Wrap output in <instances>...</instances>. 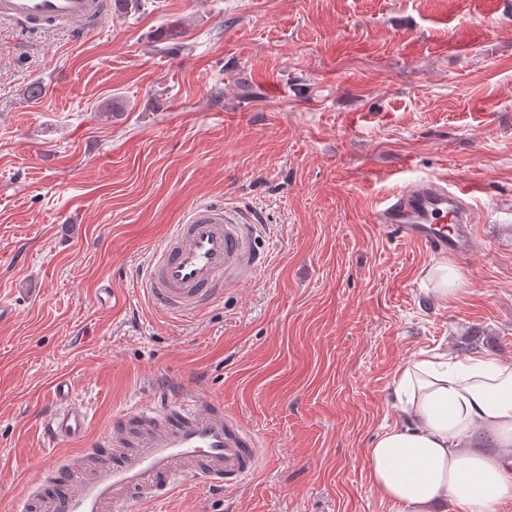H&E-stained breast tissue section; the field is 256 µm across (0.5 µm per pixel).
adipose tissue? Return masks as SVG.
Wrapping results in <instances>:
<instances>
[{"instance_id": "ef3b65f1", "label": "adipose tissue", "mask_w": 512, "mask_h": 512, "mask_svg": "<svg viewBox=\"0 0 512 512\" xmlns=\"http://www.w3.org/2000/svg\"><path fill=\"white\" fill-rule=\"evenodd\" d=\"M402 422L367 450L372 485L400 512H500L512 500V364L420 354L393 390Z\"/></svg>"}]
</instances>
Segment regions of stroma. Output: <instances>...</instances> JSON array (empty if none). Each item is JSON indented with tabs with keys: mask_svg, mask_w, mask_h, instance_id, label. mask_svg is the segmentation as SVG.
<instances>
[{
	"mask_svg": "<svg viewBox=\"0 0 512 512\" xmlns=\"http://www.w3.org/2000/svg\"><path fill=\"white\" fill-rule=\"evenodd\" d=\"M110 28L0 26V512L67 448L187 388L263 444L252 479L163 512H393L365 450L415 354L512 363V0H114ZM41 95L30 98L32 85ZM475 185L477 247L428 254L374 221L407 181ZM199 201L254 213L269 262L200 316L137 275ZM456 270L453 296L437 267ZM119 305L96 299L101 283ZM53 393L55 408L41 423L44 436L56 445L82 438L89 422L88 409L70 398L65 378L60 377L54 381Z\"/></svg>",
	"mask_w": 512,
	"mask_h": 512,
	"instance_id": "1",
	"label": "stroma"
}]
</instances>
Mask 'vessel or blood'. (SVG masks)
Instances as JSON below:
<instances>
[{
  "label": "vessel or blood",
  "mask_w": 512,
  "mask_h": 512,
  "mask_svg": "<svg viewBox=\"0 0 512 512\" xmlns=\"http://www.w3.org/2000/svg\"><path fill=\"white\" fill-rule=\"evenodd\" d=\"M109 0H0V23L18 27L85 24L104 27ZM473 187L449 189L433 180L406 184L383 198L376 223L433 254H471ZM267 256L256 242L252 215L224 202L193 205L153 250L138 288L173 319L191 318L224 293L247 285ZM55 408L44 436L62 445L84 436L88 409L74 402L64 379L53 383ZM259 440L214 397L190 391L174 400L140 404L114 419L104 438L67 455L21 495L24 512H126L155 505L190 484L221 492L257 472Z\"/></svg>",
  "instance_id": "b4317fda"
}]
</instances>
